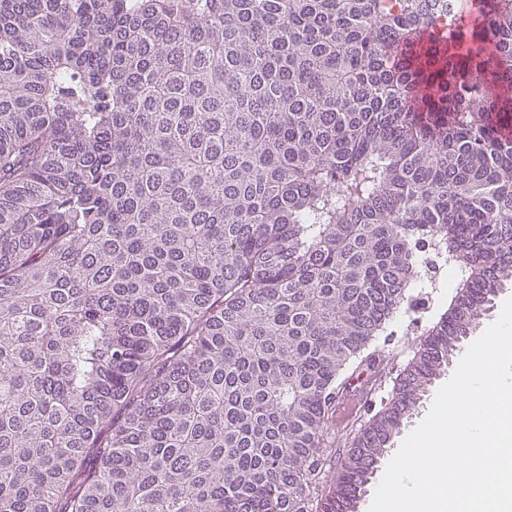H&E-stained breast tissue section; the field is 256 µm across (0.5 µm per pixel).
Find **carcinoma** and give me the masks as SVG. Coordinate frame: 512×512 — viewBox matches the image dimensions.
<instances>
[{"label": "carcinoma", "instance_id": "obj_1", "mask_svg": "<svg viewBox=\"0 0 512 512\" xmlns=\"http://www.w3.org/2000/svg\"><path fill=\"white\" fill-rule=\"evenodd\" d=\"M510 127L512 0H0V512H347L512 279ZM451 275L452 286L448 288V276ZM427 276L434 277L436 288H411L414 300L412 310L408 314L402 313L397 316L394 327L396 331L392 336L383 335L376 339L378 350L385 358V375L372 387L361 415L341 426H336V430H344L336 431V442L330 449V461L324 469V474L329 480L337 475L340 461L351 448L352 436L361 421L382 409L391 399L395 378L413 357L419 341L424 337L422 335L448 308L461 278L452 261L440 266L439 270H430Z\"/></svg>", "mask_w": 512, "mask_h": 512}]
</instances>
